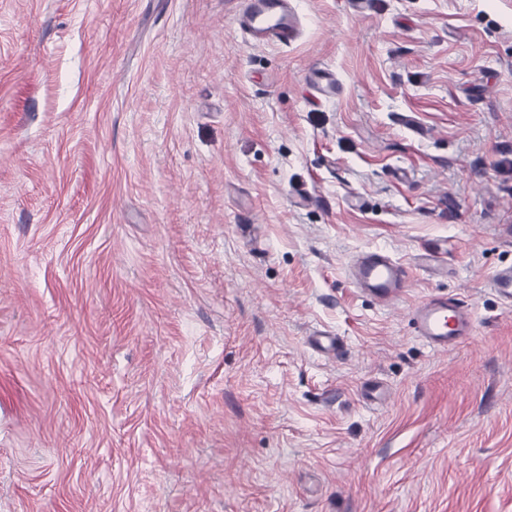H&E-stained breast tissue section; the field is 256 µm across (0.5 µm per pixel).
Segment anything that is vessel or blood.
Returning a JSON list of instances; mask_svg holds the SVG:
<instances>
[{
  "mask_svg": "<svg viewBox=\"0 0 512 512\" xmlns=\"http://www.w3.org/2000/svg\"><path fill=\"white\" fill-rule=\"evenodd\" d=\"M234 22L253 45L295 43L303 28L297 0H238ZM407 273L403 263L380 248L359 254L349 266L355 286L381 299L398 297ZM413 316L419 336L436 349L455 345L469 329L468 311L448 297L422 302L414 309Z\"/></svg>",
  "mask_w": 512,
  "mask_h": 512,
  "instance_id": "1",
  "label": "vessel or blood"
}]
</instances>
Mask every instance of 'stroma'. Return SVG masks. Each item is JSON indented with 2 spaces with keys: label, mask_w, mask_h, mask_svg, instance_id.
<instances>
[{
  "label": "stroma",
  "mask_w": 512,
  "mask_h": 512,
  "mask_svg": "<svg viewBox=\"0 0 512 512\" xmlns=\"http://www.w3.org/2000/svg\"><path fill=\"white\" fill-rule=\"evenodd\" d=\"M298 4L0 0V512H512V0ZM236 28L253 45H285L298 41L303 20L296 0H238ZM408 268L380 248L359 254L349 266V275L357 288L381 299L398 297L405 288ZM413 316L418 335L435 349L455 345L469 329V312L453 298H430L413 310Z\"/></svg>",
  "instance_id": "35a3bbf8"
}]
</instances>
